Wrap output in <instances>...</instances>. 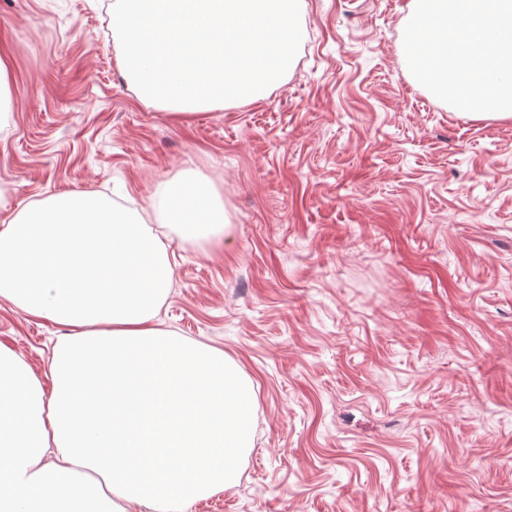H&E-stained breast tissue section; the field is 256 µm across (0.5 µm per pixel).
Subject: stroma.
I'll return each mask as SVG.
<instances>
[{
    "mask_svg": "<svg viewBox=\"0 0 512 512\" xmlns=\"http://www.w3.org/2000/svg\"><path fill=\"white\" fill-rule=\"evenodd\" d=\"M408 2L302 0L281 83L184 122L122 76L100 0H0V225L75 190L136 208L174 268L160 321L252 384L239 481L189 512H512V120L414 78ZM187 168L221 240L166 224ZM65 335L0 302L37 374Z\"/></svg>",
    "mask_w": 512,
    "mask_h": 512,
    "instance_id": "obj_1",
    "label": "stroma"
}]
</instances>
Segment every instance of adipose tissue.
<instances>
[{"mask_svg": "<svg viewBox=\"0 0 512 512\" xmlns=\"http://www.w3.org/2000/svg\"><path fill=\"white\" fill-rule=\"evenodd\" d=\"M162 196L184 238L224 230V199L198 171ZM172 283L159 236L99 192L49 196L0 226V299L71 331L47 383L0 341V512H188L233 485L249 384L161 326ZM92 369L111 373V401L79 390Z\"/></svg>", "mask_w": 512, "mask_h": 512, "instance_id": "ef3b65f1", "label": "adipose tissue"}]
</instances>
